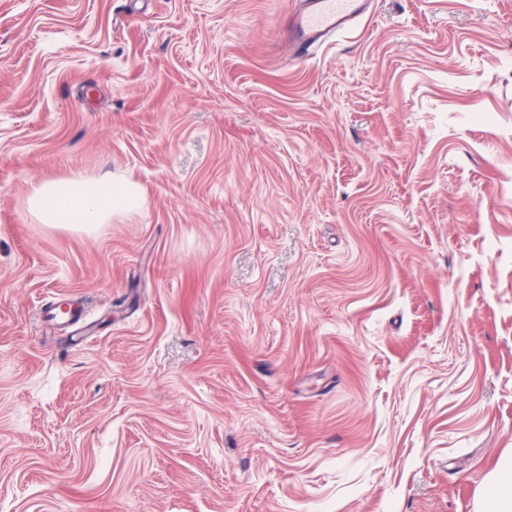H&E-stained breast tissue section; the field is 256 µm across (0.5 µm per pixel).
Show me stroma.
I'll return each instance as SVG.
<instances>
[{
    "label": "stroma",
    "mask_w": 512,
    "mask_h": 512,
    "mask_svg": "<svg viewBox=\"0 0 512 512\" xmlns=\"http://www.w3.org/2000/svg\"><path fill=\"white\" fill-rule=\"evenodd\" d=\"M296 2L0 0V512H479L512 0H372L306 59ZM92 172L144 209L34 223ZM25 206L37 224L91 233L112 218L142 210L145 198L139 185L122 175L84 174L43 180Z\"/></svg>",
    "instance_id": "1"
}]
</instances>
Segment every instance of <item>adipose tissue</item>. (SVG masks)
<instances>
[{
    "label": "adipose tissue",
    "instance_id": "ef3b65f1",
    "mask_svg": "<svg viewBox=\"0 0 512 512\" xmlns=\"http://www.w3.org/2000/svg\"><path fill=\"white\" fill-rule=\"evenodd\" d=\"M25 206L36 223L90 233L118 216L140 211L138 184L112 173L43 180ZM481 512H512V457L499 460L483 486Z\"/></svg>",
    "mask_w": 512,
    "mask_h": 512
}]
</instances>
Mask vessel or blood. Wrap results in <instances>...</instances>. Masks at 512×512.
Listing matches in <instances>:
<instances>
[{"mask_svg":"<svg viewBox=\"0 0 512 512\" xmlns=\"http://www.w3.org/2000/svg\"><path fill=\"white\" fill-rule=\"evenodd\" d=\"M367 0H304L288 31L297 56L305 57L328 37L350 30L366 11Z\"/></svg>","mask_w":512,"mask_h":512,"instance_id":"b4317fda","label":"vessel or blood"}]
</instances>
